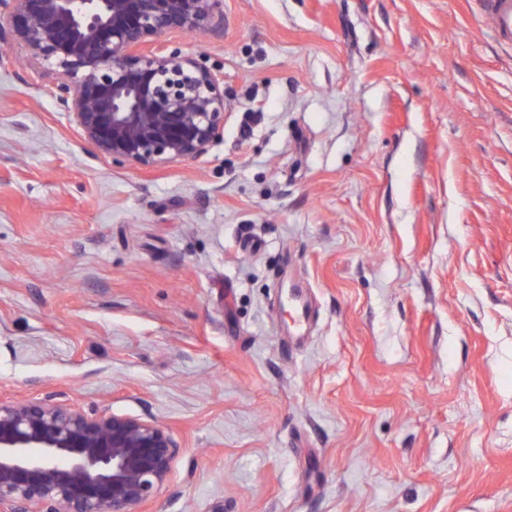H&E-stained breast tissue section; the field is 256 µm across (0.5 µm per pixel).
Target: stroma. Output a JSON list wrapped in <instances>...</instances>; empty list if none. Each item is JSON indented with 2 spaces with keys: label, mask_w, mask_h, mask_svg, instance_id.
<instances>
[{
  "label": "stroma",
  "mask_w": 512,
  "mask_h": 512,
  "mask_svg": "<svg viewBox=\"0 0 512 512\" xmlns=\"http://www.w3.org/2000/svg\"><path fill=\"white\" fill-rule=\"evenodd\" d=\"M482 0H224V140L112 164L0 61V398L151 419L146 512H512V40ZM311 317L287 333L281 296Z\"/></svg>",
  "instance_id": "35a3bbf8"
}]
</instances>
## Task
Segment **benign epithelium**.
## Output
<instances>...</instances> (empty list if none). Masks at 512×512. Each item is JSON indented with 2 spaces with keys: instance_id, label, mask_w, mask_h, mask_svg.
<instances>
[{
  "instance_id": "7a95c632",
  "label": "benign epithelium",
  "mask_w": 512,
  "mask_h": 512,
  "mask_svg": "<svg viewBox=\"0 0 512 512\" xmlns=\"http://www.w3.org/2000/svg\"><path fill=\"white\" fill-rule=\"evenodd\" d=\"M170 32H224V0H0V44L53 69L57 104L122 165H189L224 139V75L153 47ZM179 450L151 420L0 401V512H139Z\"/></svg>"
}]
</instances>
